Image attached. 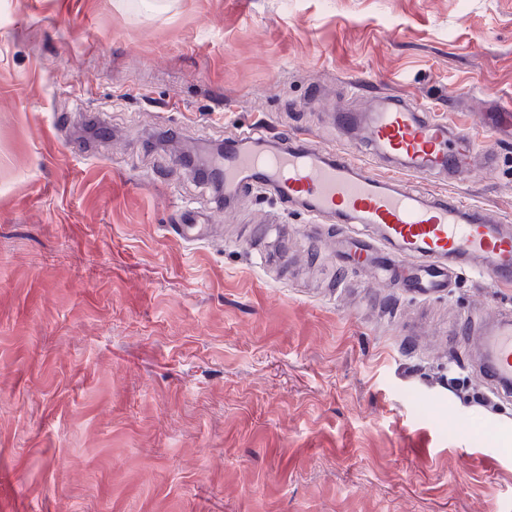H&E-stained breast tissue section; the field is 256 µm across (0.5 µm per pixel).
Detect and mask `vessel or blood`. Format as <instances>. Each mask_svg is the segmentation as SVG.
<instances>
[{
    "instance_id": "1",
    "label": "vessel or blood",
    "mask_w": 512,
    "mask_h": 512,
    "mask_svg": "<svg viewBox=\"0 0 512 512\" xmlns=\"http://www.w3.org/2000/svg\"><path fill=\"white\" fill-rule=\"evenodd\" d=\"M370 151L356 144L335 150L295 132L278 150L256 152L260 131L243 129L217 165L224 194L244 188L268 190L285 205H298L312 223L331 219L336 237V281L355 270L386 281L421 301L442 296L449 279L463 273L512 287V227L455 195L430 196L418 180L444 176L456 181L475 167L493 170L494 151L451 127L414 98H384L366 125ZM388 159V170L373 167ZM480 336V355L468 354ZM448 344L464 352L468 365L492 378L501 398L512 397V307L494 322L467 313L448 327Z\"/></svg>"
}]
</instances>
